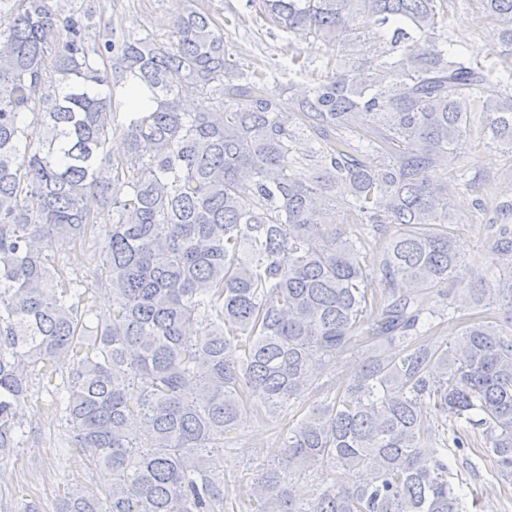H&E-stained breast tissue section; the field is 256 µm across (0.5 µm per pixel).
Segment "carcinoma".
Listing matches in <instances>:
<instances>
[{
    "mask_svg": "<svg viewBox=\"0 0 512 512\" xmlns=\"http://www.w3.org/2000/svg\"><path fill=\"white\" fill-rule=\"evenodd\" d=\"M449 2L247 0L336 48L332 75L305 88L238 67L193 6L166 43L98 39L92 13L62 19L47 0H17L0 21V461L26 435L29 376L50 383L65 365L55 408L70 446L111 475L70 485L55 512H229L209 457L249 402L284 422L287 453L249 482L247 512H468L431 442L460 453L473 435L512 485V336L484 318L425 340L448 321L462 263L450 196L464 174L444 161L474 135L512 150V0H476L497 26L489 65L438 48ZM365 27L401 53L360 77ZM130 80L159 105L128 113L113 158ZM186 95L210 106L182 112ZM301 134L319 143L305 157ZM336 192L352 199L339 231ZM100 214L116 220L91 287L58 255ZM491 258L498 274L468 292L511 311L512 230ZM346 354L355 370L322 380ZM337 467L354 482L293 495L294 477Z\"/></svg>",
    "mask_w": 512,
    "mask_h": 512,
    "instance_id": "carcinoma-1",
    "label": "carcinoma"
}]
</instances>
